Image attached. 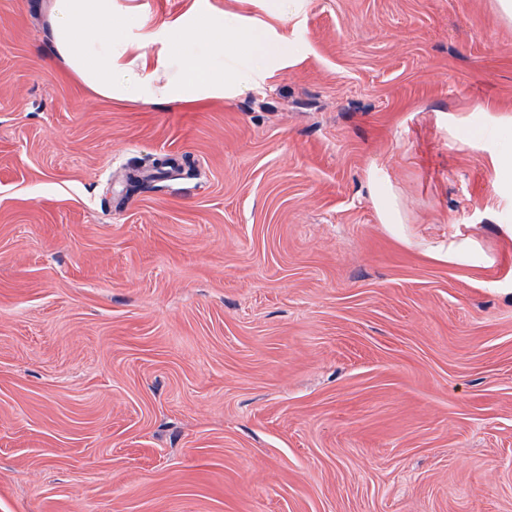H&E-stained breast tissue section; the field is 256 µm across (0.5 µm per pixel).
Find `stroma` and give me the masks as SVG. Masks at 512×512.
I'll return each mask as SVG.
<instances>
[{"instance_id":"stroma-1","label":"stroma","mask_w":512,"mask_h":512,"mask_svg":"<svg viewBox=\"0 0 512 512\" xmlns=\"http://www.w3.org/2000/svg\"><path fill=\"white\" fill-rule=\"evenodd\" d=\"M0 0V512H512V21L223 12L251 90L108 101Z\"/></svg>"}]
</instances>
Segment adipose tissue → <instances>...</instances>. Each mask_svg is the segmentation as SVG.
Segmentation results:
<instances>
[{
    "mask_svg": "<svg viewBox=\"0 0 512 512\" xmlns=\"http://www.w3.org/2000/svg\"><path fill=\"white\" fill-rule=\"evenodd\" d=\"M113 0H49L47 29L55 58L77 82L108 100L146 97L158 104H191L223 96L225 87L247 88L273 69L282 44L229 22L224 14L192 13L163 23L168 43L180 45L204 33L200 56L150 59V36L124 38L112 10ZM232 67H225V60Z\"/></svg>",
    "mask_w": 512,
    "mask_h": 512,
    "instance_id": "obj_1",
    "label": "adipose tissue"
}]
</instances>
